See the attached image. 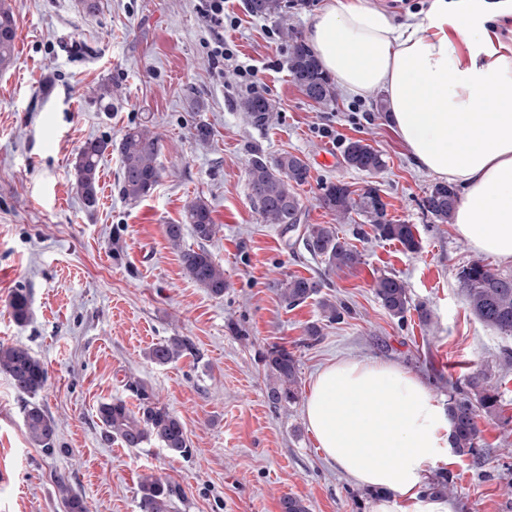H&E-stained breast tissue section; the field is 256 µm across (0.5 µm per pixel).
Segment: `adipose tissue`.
<instances>
[{
  "mask_svg": "<svg viewBox=\"0 0 512 512\" xmlns=\"http://www.w3.org/2000/svg\"><path fill=\"white\" fill-rule=\"evenodd\" d=\"M307 41L347 95L383 91L418 167L461 188L457 234L512 264V0H430L400 20L369 0H324ZM304 416L326 459L378 491L371 512H453L423 493L451 422L411 371L337 360L317 373Z\"/></svg>",
  "mask_w": 512,
  "mask_h": 512,
  "instance_id": "1",
  "label": "adipose tissue"
}]
</instances>
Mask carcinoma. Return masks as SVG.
I'll use <instances>...</instances> for the list:
<instances>
[{
    "label": "carcinoma",
    "mask_w": 512,
    "mask_h": 512,
    "mask_svg": "<svg viewBox=\"0 0 512 512\" xmlns=\"http://www.w3.org/2000/svg\"><path fill=\"white\" fill-rule=\"evenodd\" d=\"M249 12L255 16L276 19L281 33L288 42V70L298 86L311 100L328 104L336 100V83L323 71L319 62L305 43L300 32L288 25L286 8L288 0H247ZM17 22L13 11L0 3V70L9 69L14 62ZM240 108L258 122L269 120L274 105L261 94H249L240 100ZM117 150L122 164L119 192L129 201L147 196L162 178L159 163L162 150L161 136L149 126L140 124L126 130L118 143L110 138L91 139L80 148L73 163V180L76 193L88 209L98 204V166L105 153ZM344 162L352 169L376 173L385 166L382 155L369 144L353 141L344 151ZM310 178L307 163L299 156L283 152L269 158L255 150L248 167V185L251 199L263 221L267 224H284L293 230L299 226L302 205L297 188ZM458 194L447 183H437L423 200V207L444 224L454 214ZM319 204L336 220L334 224H306L302 242L305 250L320 257L331 271L350 269L361 263L362 255L339 237L337 225L352 219V214L362 216L378 238L397 241L407 251L419 249L415 226L396 224L387 219V209L380 201L379 190L366 187L351 189L346 182H329L322 185ZM199 243L198 248L182 247L184 225ZM212 210L201 198L192 202L184 214V223L166 225L165 233L170 244L179 251L185 275L198 287L214 297L224 295V266L215 260L204 244L218 233ZM466 302L475 317L488 327L506 336H512V273L496 272L487 265L474 261L462 267L457 274ZM324 283L320 279L290 276L282 283L281 300L294 309L313 297H320L318 307L321 320L335 323L349 307L330 296L322 295ZM374 293L388 314L400 321L412 309V299L405 283L394 275L383 274L374 283ZM12 315L19 324L30 316V301L21 288L14 291L10 301ZM194 345L184 336H172L151 347L147 360L157 366L175 362L192 353ZM267 383V399L275 408L296 403L300 397V367L288 349L273 346L262 355ZM0 373L11 380L15 390L30 397L23 408L24 425L35 444L49 450L54 445L56 425L52 417L37 402L31 401L45 386L47 370L31 350L21 344L0 345ZM450 395L448 413L453 423L452 447L458 455H475L480 442L477 418L492 417L501 409L498 384L488 377L473 375L464 381L448 382ZM129 388L136 397V408L125 400L115 398L98 407V420L103 434L116 439L127 448L156 445L173 456H185L190 444L185 428L177 415L159 401L155 391L134 381ZM183 497L180 485L155 475H145L140 481L141 512H172L175 502Z\"/></svg>",
    "instance_id": "carcinoma-1"
}]
</instances>
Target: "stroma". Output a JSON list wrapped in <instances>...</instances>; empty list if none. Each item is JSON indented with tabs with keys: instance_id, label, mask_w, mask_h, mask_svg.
<instances>
[{
	"instance_id": "stroma-1",
	"label": "stroma",
	"mask_w": 512,
	"mask_h": 512,
	"mask_svg": "<svg viewBox=\"0 0 512 512\" xmlns=\"http://www.w3.org/2000/svg\"><path fill=\"white\" fill-rule=\"evenodd\" d=\"M7 2L18 40L13 66L0 72V344H24L44 362L48 381L36 401L54 419L56 441L49 453L30 440L25 401L0 374V512H67L64 487L83 496L88 512H140L139 482L150 474L183 486L174 512H281L287 495L309 512H370L375 493L326 460L302 403L268 404L259 355L274 345L295 354L305 393L321 368L348 357L400 364L443 404L448 379L483 373L501 382L499 414L478 420L477 456L450 455L441 470L453 482L454 512H512V364L504 362L512 337L472 315L457 279L472 261L500 264L424 210L436 179L388 127L382 92H341L326 105L308 99L288 71L278 21L253 16L246 0H227L238 23L224 36L235 63L257 69L252 85L232 66L215 81L197 0H99L93 13L80 0ZM107 82L116 96L98 99L96 88ZM253 92L276 106L266 124L238 106ZM201 123L211 130L204 142L195 137ZM139 124L162 137L160 182L146 197L125 200L116 190L120 157L105 155L98 205L85 208L73 188L79 148ZM356 140L381 153L382 171L345 165L344 149ZM255 147L307 162L302 223L334 222L318 205L323 184L370 185L388 219L415 225L419 251L377 238L357 216L338 232L361 264L329 271L298 231L263 223L247 177ZM324 151L334 154L332 165L319 163ZM199 198L221 227L206 244L224 266L220 298L187 278L165 234ZM384 273L405 282L429 321L413 311L401 322L383 309L374 282ZM291 276L326 281L350 308L309 346L304 328L319 320V308L313 299L284 307L279 289ZM19 288L30 294L23 325L10 308ZM171 336L189 338L194 354L150 364L146 351ZM133 380L180 418L189 456L105 439L97 409L114 398L136 406Z\"/></svg>"
}]
</instances>
